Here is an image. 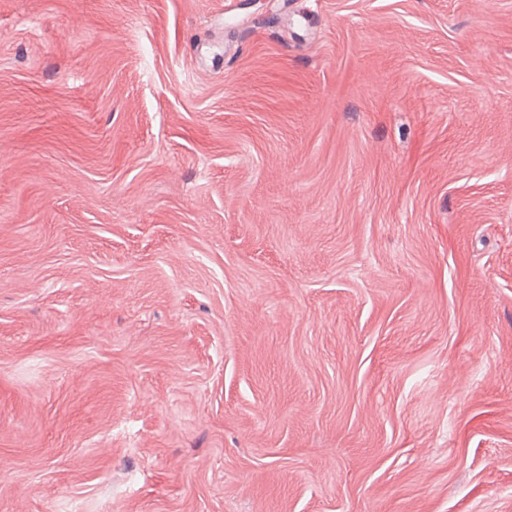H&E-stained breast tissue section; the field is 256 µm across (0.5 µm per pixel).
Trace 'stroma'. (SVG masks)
<instances>
[{"instance_id":"stroma-1","label":"stroma","mask_w":512,"mask_h":512,"mask_svg":"<svg viewBox=\"0 0 512 512\" xmlns=\"http://www.w3.org/2000/svg\"><path fill=\"white\" fill-rule=\"evenodd\" d=\"M0 512H512V0H0Z\"/></svg>"}]
</instances>
